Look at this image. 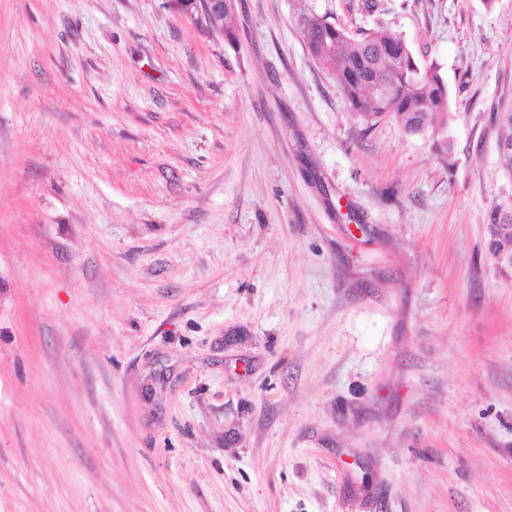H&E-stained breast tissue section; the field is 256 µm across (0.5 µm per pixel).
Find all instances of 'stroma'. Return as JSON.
I'll list each match as a JSON object with an SVG mask.
<instances>
[{
    "label": "stroma",
    "mask_w": 512,
    "mask_h": 512,
    "mask_svg": "<svg viewBox=\"0 0 512 512\" xmlns=\"http://www.w3.org/2000/svg\"><path fill=\"white\" fill-rule=\"evenodd\" d=\"M436 65L363 123L299 8ZM0 0V512H512V0ZM234 5V0H204V16L209 24L222 28V22L227 17ZM231 9L230 11H228ZM224 11H228L225 12ZM232 13V12H231ZM228 14V15H227ZM227 15V16H226ZM486 228V252L499 272L503 275L511 273L512 278V201L490 208Z\"/></svg>",
    "instance_id": "stroma-1"
}]
</instances>
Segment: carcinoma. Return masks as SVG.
<instances>
[{"label": "carcinoma", "mask_w": 512, "mask_h": 512, "mask_svg": "<svg viewBox=\"0 0 512 512\" xmlns=\"http://www.w3.org/2000/svg\"><path fill=\"white\" fill-rule=\"evenodd\" d=\"M297 21L311 56L336 74L351 109L366 122L392 114L405 132H424L448 111L443 78L433 65L421 66L400 39L373 31L356 40L323 17L302 10ZM500 141L512 146V108L496 115ZM486 252L502 274H512V202L487 214Z\"/></svg>", "instance_id": "obj_1"}]
</instances>
